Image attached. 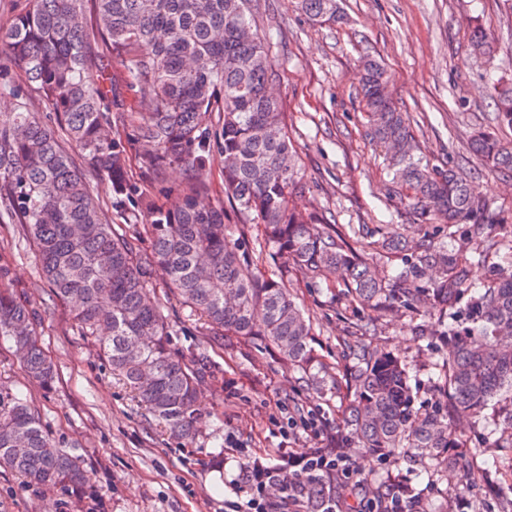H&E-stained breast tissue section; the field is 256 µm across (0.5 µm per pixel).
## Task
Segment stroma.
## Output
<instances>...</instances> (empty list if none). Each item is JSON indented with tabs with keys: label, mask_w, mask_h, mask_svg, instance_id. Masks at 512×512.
Returning <instances> with one entry per match:
<instances>
[{
	"label": "stroma",
	"mask_w": 512,
	"mask_h": 512,
	"mask_svg": "<svg viewBox=\"0 0 512 512\" xmlns=\"http://www.w3.org/2000/svg\"><path fill=\"white\" fill-rule=\"evenodd\" d=\"M338 7L339 22L316 24L294 0L258 3L257 31L271 46L279 74L275 92L312 187L296 198L298 208L321 209L352 225L366 247L396 234L417 242L432 234L431 226L413 223L391 200L384 157L366 135L358 90L361 62L369 57L384 62L389 97L415 117L419 155L439 166L474 169L470 184L492 200L497 231L512 230V176L477 172L468 145L474 128L494 123L487 73L512 78V0H338ZM476 22L493 46L489 54L468 46ZM0 253L40 312L43 347L57 366L53 388H42L0 337V385L35 406L49 433L81 459L103 493L101 503L82 502L62 488L31 487L0 470V512H224L225 501L246 498L245 457L282 447L305 455L320 447L302 431L283 436L297 409L322 416L338 434L345 386L317 394L276 354L240 339L203 347L188 310L167 299L160 273L156 294L175 328L173 348L190 359L207 352L210 361L197 389L207 412L199 433L189 442L170 437L113 376L73 321L70 304L52 297L15 226L0 225ZM286 286L310 315L316 353L331 365L341 361L340 340L361 317L345 284L327 271L291 276ZM422 321L415 312L387 315L367 342L406 363L423 403L433 395L430 375L447 357L448 344L418 336ZM352 466L370 479L390 473L422 490L424 512H436L445 493L415 464L391 468L360 452Z\"/></svg>",
	"instance_id": "35a3bbf8"
}]
</instances>
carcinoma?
I'll use <instances>...</instances> for the list:
<instances>
[{"label": "carcinoma", "mask_w": 512, "mask_h": 512, "mask_svg": "<svg viewBox=\"0 0 512 512\" xmlns=\"http://www.w3.org/2000/svg\"><path fill=\"white\" fill-rule=\"evenodd\" d=\"M297 5L312 21H336V0ZM253 23L249 0H28L0 33L13 64L0 68V95L14 99L13 111L0 113V224L17 226L55 299L79 300L73 315L82 333L172 436L188 440L197 431L195 390L209 366L203 353L190 362L171 348L173 324L155 294L160 269L207 344L222 346L226 336L256 340L302 384L334 387L345 379V439L315 452L350 458L366 450L416 463L446 484L440 512H512V403L485 422L483 439L471 446L451 423L454 416L482 418L505 391L512 399V234H494L493 203L474 195L465 175L416 156L412 120L385 94L384 67L372 60L359 96L368 135L389 155V194L414 223L448 225L446 238L415 247L403 237L374 242L376 253L396 254L405 265L388 281L341 225L296 210L293 197L310 186L270 91L278 77L270 47L255 33L240 35ZM111 60L122 71L106 88L100 77ZM488 82L497 124L512 129V81L490 73ZM124 90L150 98L151 108L119 126ZM42 103L53 119L37 112ZM471 149L488 171L512 174V141L480 130ZM216 151L224 159V195L262 227L274 263L268 275L241 258L224 206L211 198L208 160ZM131 155L155 180L170 166L183 172L176 202L161 203L131 181ZM98 180L112 184V210L132 233L106 220L92 188ZM459 231L462 246L448 245ZM143 233L152 240L148 249L138 246ZM490 250L502 265L474 286L468 264ZM328 269L347 284L350 303L372 311L342 340L354 360L343 372L315 352L310 317L285 287L293 274L314 278ZM421 308L438 319L418 325V335L446 337L450 349L432 379L438 400L419 411L401 362L359 337L388 312ZM39 322L0 255V336L12 341L29 377L48 388L56 367L42 350ZM134 342L140 349L132 353ZM145 372L155 376L148 387ZM491 448L487 494L463 497L457 456L482 459ZM0 468L32 486L50 482L98 497L82 462L48 435L26 398L2 385ZM335 494L336 481L326 476L303 479L296 491L304 512H323ZM392 495L418 512L422 493L378 484L377 498Z\"/></svg>", "instance_id": "carcinoma-1"}]
</instances>
